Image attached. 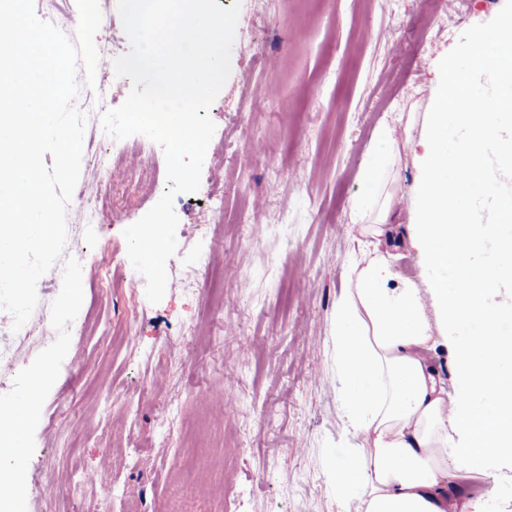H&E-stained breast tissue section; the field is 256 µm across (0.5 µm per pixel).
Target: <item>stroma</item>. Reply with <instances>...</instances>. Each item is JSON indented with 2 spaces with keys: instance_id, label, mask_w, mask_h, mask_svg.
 Here are the masks:
<instances>
[{
  "instance_id": "obj_1",
  "label": "stroma",
  "mask_w": 512,
  "mask_h": 512,
  "mask_svg": "<svg viewBox=\"0 0 512 512\" xmlns=\"http://www.w3.org/2000/svg\"><path fill=\"white\" fill-rule=\"evenodd\" d=\"M502 0H270L254 13L241 0L230 76L212 103L215 132L198 192L178 195V250L168 288L150 303L127 255L123 231L163 188L119 180L107 188L116 220L85 234L82 211L66 210L62 261L79 298L62 309L50 275L37 283L33 336H1L13 368L0 373V399L20 393L29 374L53 362L26 427L17 492L27 512H43L49 484L61 486L60 512H218L199 494L186 462L194 445H228L224 488L231 512H356L329 483L332 462L358 442L341 418L333 328L336 300L356 255L351 205L364 194L361 172L380 131L409 114L419 137L429 66L439 55L465 65L464 36ZM259 84L282 87L264 111L240 121ZM100 98L74 105L95 127L132 84L113 67L96 70ZM264 149L251 155L245 137ZM224 194V221L201 209ZM219 259L207 293L186 294L198 252ZM138 334L137 346L125 336ZM231 396L215 421L198 422L201 398ZM130 449L112 473L104 502L78 485L110 446ZM482 512H512V470L472 487Z\"/></svg>"
}]
</instances>
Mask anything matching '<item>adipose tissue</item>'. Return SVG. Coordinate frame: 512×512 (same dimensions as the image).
<instances>
[{
    "mask_svg": "<svg viewBox=\"0 0 512 512\" xmlns=\"http://www.w3.org/2000/svg\"><path fill=\"white\" fill-rule=\"evenodd\" d=\"M466 52L463 68L432 61L422 137L384 129L352 203L363 215L380 202L370 233L385 240L359 242L334 320L342 420L360 446L328 479L357 512H481L480 497L456 501L461 484L512 468V0L467 33ZM401 147L418 170L405 228L390 221L400 198L377 195ZM410 248L427 293L393 270ZM437 327L464 333L449 349L453 395L435 364ZM35 404L30 388L0 401V512H25L13 475Z\"/></svg>",
    "mask_w": 512,
    "mask_h": 512,
    "instance_id": "ef3b65f1",
    "label": "adipose tissue"
}]
</instances>
